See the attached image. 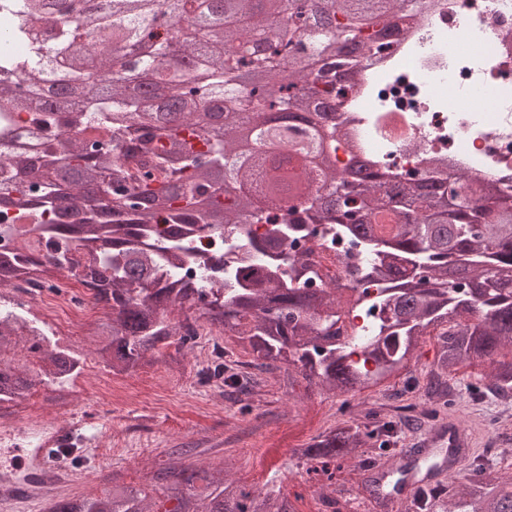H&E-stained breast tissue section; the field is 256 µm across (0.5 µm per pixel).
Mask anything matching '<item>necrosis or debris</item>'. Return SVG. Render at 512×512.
<instances>
[{
	"label": "necrosis or debris",
	"instance_id": "1",
	"mask_svg": "<svg viewBox=\"0 0 512 512\" xmlns=\"http://www.w3.org/2000/svg\"><path fill=\"white\" fill-rule=\"evenodd\" d=\"M335 117L337 129L355 130L365 155L402 180L459 171L512 198V0H418L414 19L358 74ZM360 250L323 225L291 244L309 260L315 288L344 279ZM89 265L79 251L61 275L40 268L12 283L27 303L10 307L0 334L24 337L30 365L44 346L80 336L87 319L109 316L89 285ZM377 296L373 288L360 306L344 307L338 342L375 323ZM43 419L28 397L9 402L0 442L29 439Z\"/></svg>",
	"mask_w": 512,
	"mask_h": 512
}]
</instances>
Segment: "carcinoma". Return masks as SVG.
<instances>
[{
	"label": "carcinoma",
	"instance_id": "1",
	"mask_svg": "<svg viewBox=\"0 0 512 512\" xmlns=\"http://www.w3.org/2000/svg\"><path fill=\"white\" fill-rule=\"evenodd\" d=\"M414 0H109L90 17L77 13L73 0H14L4 35L26 41L37 23L50 44L19 55L0 56V71L26 87L0 88V221L33 215L27 193L40 196L48 218L39 222L48 263L62 271L68 254L81 247L91 256L98 298L112 318L98 325L108 340L98 350L114 374L137 371L147 354L194 341L201 323L224 332L251 356L248 361L217 362L198 371L204 383L220 382L228 394L256 383L243 367L288 365V379L300 377L339 395L361 393L384 377L408 370L416 349L435 340L436 353L426 381L412 384L424 402L372 405L367 423L336 424L297 449L307 473L332 480L330 467L347 459L372 467L367 448H390L408 426L418 430L448 414L455 390L448 375L461 366L489 362L492 370L474 386L476 395L512 403V206L499 204L496 185L473 183L458 175L459 192L448 182L394 180L374 172L357 179L350 166L336 169V125L314 123L338 107L346 87L331 75L369 59L368 53L395 21L413 17ZM182 30L178 56L152 69L160 96L182 104L178 118L165 107L135 97L126 81L90 82L113 66L115 49L138 39L158 40L161 26ZM309 50L307 66L284 83L281 72L295 54ZM87 87L67 112L33 109L15 98L53 90ZM288 123L267 129V150L258 154L246 131L263 124L269 112ZM311 115L308 139L290 125ZM112 137V148L100 140ZM288 146V160L281 149ZM62 169H74L80 182L65 190ZM107 186L108 196L87 198L80 183ZM291 193L300 203L258 207L256 195ZM66 194L80 224L54 221L57 200ZM387 211L397 223H373ZM200 224L221 235L242 224H264L245 255L231 263L221 282L192 287L175 280L176 269L208 258L184 239L186 225ZM312 224H328L361 242L362 265L348 268L351 288L381 284L380 303L388 316L360 348L336 344L332 329L341 309L338 288H303L312 276L305 260L288 250ZM161 239L151 254L138 239ZM32 257L0 254V286L31 273ZM83 359L57 346L47 347L43 375L52 384L79 370ZM14 366L0 368V402L32 388ZM163 512H295L280 491L256 493L229 478L228 463L208 469L161 467ZM423 512H512V483L486 473L482 462L469 483L455 489L441 480L419 493ZM144 487L124 484L102 495L60 497L48 512H156Z\"/></svg>",
	"mask_w": 512,
	"mask_h": 512
}]
</instances>
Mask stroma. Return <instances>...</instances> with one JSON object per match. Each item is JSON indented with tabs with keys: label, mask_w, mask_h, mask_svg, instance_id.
Masks as SVG:
<instances>
[{
	"label": "stroma",
	"mask_w": 512,
	"mask_h": 512,
	"mask_svg": "<svg viewBox=\"0 0 512 512\" xmlns=\"http://www.w3.org/2000/svg\"><path fill=\"white\" fill-rule=\"evenodd\" d=\"M200 364L193 350L178 359L161 355L136 372L117 376L111 403L96 401L92 391L72 394L66 405L47 401L43 411L50 420L64 423L75 414L87 420L84 449L72 464L73 478L62 490L46 491L31 512H47L57 495L78 497L103 492L110 478L142 483L150 469L168 463L174 449L192 448V462L208 465L232 458V477L247 488L279 486L293 499L297 512H320V495H335L358 503L361 512H395L376 498L370 472L351 466L337 470L333 482L311 479L294 451L333 426L340 414L341 396L308 385L289 382L285 370L262 375L250 395L228 399L223 388L197 381ZM481 363L456 372L454 416L464 419L472 455H485L495 434L496 403L476 400L472 386L488 373ZM126 435V445L102 459L95 442L112 428Z\"/></svg>",
	"instance_id": "1"
}]
</instances>
